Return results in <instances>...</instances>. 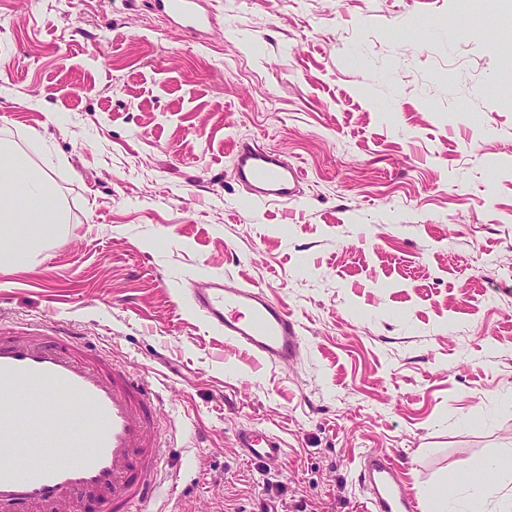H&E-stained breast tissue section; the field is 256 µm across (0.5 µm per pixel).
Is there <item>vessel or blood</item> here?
Segmentation results:
<instances>
[{"mask_svg":"<svg viewBox=\"0 0 512 512\" xmlns=\"http://www.w3.org/2000/svg\"><path fill=\"white\" fill-rule=\"evenodd\" d=\"M208 0H153L181 30L205 25ZM239 181L257 202L296 199L301 169L264 148L238 145ZM190 303L208 326L259 357L288 363L302 342L299 326L260 287L225 289L206 278L191 289ZM74 396L81 414L56 409V391ZM162 395L135 372L73 336L17 334L0 327V512H79L92 502L97 512H140L159 490L163 469ZM248 456L275 460L283 453L272 434L245 433ZM360 481L367 512H416L415 499L389 456L364 455Z\"/></svg>","mask_w":512,"mask_h":512,"instance_id":"obj_1","label":"vessel or blood"}]
</instances>
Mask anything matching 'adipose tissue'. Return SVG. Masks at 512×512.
<instances>
[{
    "label": "adipose tissue",
    "mask_w": 512,
    "mask_h": 512,
    "mask_svg": "<svg viewBox=\"0 0 512 512\" xmlns=\"http://www.w3.org/2000/svg\"><path fill=\"white\" fill-rule=\"evenodd\" d=\"M0 267L28 265L36 250L56 238L62 222L55 189L28 157L0 140ZM452 490L431 488L422 495L430 512H487L486 504L498 500L499 512H512V493H504L489 480L486 470L460 465L452 477Z\"/></svg>",
    "instance_id": "1"
}]
</instances>
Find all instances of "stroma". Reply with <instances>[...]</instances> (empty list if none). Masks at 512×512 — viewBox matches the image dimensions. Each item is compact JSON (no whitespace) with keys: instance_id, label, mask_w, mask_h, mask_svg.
<instances>
[{"instance_id":"35a3bbf8","label":"stroma","mask_w":512,"mask_h":512,"mask_svg":"<svg viewBox=\"0 0 512 512\" xmlns=\"http://www.w3.org/2000/svg\"><path fill=\"white\" fill-rule=\"evenodd\" d=\"M0 0V139L68 218L0 270V323L76 336L147 378L169 476L142 512H365L361 457L411 494L512 456V0ZM246 140L296 201L238 181ZM258 286L288 363L193 310ZM284 443L273 463L238 437ZM207 0H153V8L166 14L178 27L196 34L209 20ZM235 168L239 181L253 195L256 202L295 200L303 179L299 167L288 164L264 148L251 144H238Z\"/></svg>"}]
</instances>
